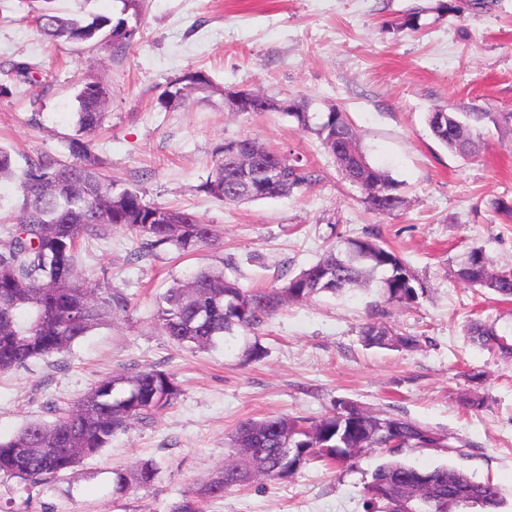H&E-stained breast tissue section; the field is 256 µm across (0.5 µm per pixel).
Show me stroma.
Wrapping results in <instances>:
<instances>
[{
	"label": "stroma",
	"mask_w": 512,
	"mask_h": 512,
	"mask_svg": "<svg viewBox=\"0 0 512 512\" xmlns=\"http://www.w3.org/2000/svg\"><path fill=\"white\" fill-rule=\"evenodd\" d=\"M56 0L70 12L126 20L137 30L125 55L91 44H51L33 17L41 0H0V142L28 158L67 159L76 121L75 88L110 86L95 138L102 171L145 201L196 213L221 248L179 254L165 248L139 262L138 241L123 227L87 246L80 264L93 283L123 289L124 317L101 326L65 355L0 372V437L32 420L52 421V404L71 403L99 379L139 366L176 374L183 393L150 424L138 423L83 465L72 483L29 486L0 479V502L27 512H165L167 504L220 465L228 434L242 419L272 415L318 419L347 399L373 413L401 416L445 439L406 455L420 469L456 466L495 483L512 512V300L454 276L470 251L512 271V218L489 202L512 198V132L489 130L478 155L449 152L425 116L448 105L512 111V0ZM34 69L18 82L14 63ZM189 72L220 88L308 100L312 110L346 112L368 161L402 181L406 204L375 216L363 192L341 175L313 136L277 112H232L220 95L167 109L170 82ZM253 137L291 151L321 180L283 198L225 203L199 189L216 149ZM376 229L425 288L416 303L384 305L383 319L417 337L412 349L365 346L375 320L371 295H320L284 304L254 332L206 349L181 347L154 326L168 288L200 269L242 288L281 287L332 245ZM495 328L509 349L486 347L473 322ZM265 358L248 364L253 344ZM153 459L162 466L149 491L112 492L113 471ZM380 460L349 468L311 463L292 477L259 481L210 501L205 512H367L365 487Z\"/></svg>",
	"instance_id": "1"
}]
</instances>
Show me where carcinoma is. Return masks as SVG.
Returning a JSON list of instances; mask_svg holds the SVG:
<instances>
[{
    "label": "carcinoma",
    "mask_w": 512,
    "mask_h": 512,
    "mask_svg": "<svg viewBox=\"0 0 512 512\" xmlns=\"http://www.w3.org/2000/svg\"><path fill=\"white\" fill-rule=\"evenodd\" d=\"M39 35L50 41L103 45L117 56L135 39L125 20L103 15L75 18L45 5L35 17ZM184 84H171L161 96L166 108L179 107L196 95L208 101L221 93L202 73H190ZM77 129L67 140L70 160L30 158L22 173L16 212L3 224L0 237V371L26 366L34 359L66 353L95 328L127 313L130 298L121 288L91 286L78 263L88 239H104L112 227H125L140 241L138 259L160 248L186 253L218 245L210 225L184 209L146 202L139 192L117 188L101 173L93 136L101 128L111 99L108 86L87 81L77 89ZM299 130L316 137L342 175L365 191L363 203L375 215L402 209V183L369 163L357 132L336 106L327 112H288ZM428 128L452 153H479L485 130L512 131V112L472 108L469 112H430ZM215 152L210 172L199 189L224 202L288 197L320 181V175L297 157L256 141L254 147L279 168L273 187L254 171L242 177L235 160ZM15 152L0 145V180L15 172ZM455 272L469 286L512 298V271L492 272L480 249ZM379 275L378 295L387 303L411 304L423 295L413 270L381 236L367 230L344 241L315 263L290 275L280 288L244 289L224 275L202 270L169 288L154 314L159 332L179 345L205 349L234 335L251 332L271 318L285 301L300 302L336 294ZM365 345L413 348L415 336H404L382 321L361 327ZM182 394L176 375L153 366L105 377L79 400L61 408L51 422L34 421L7 440L0 439V476L45 485L80 475L84 460L100 454L119 434L137 422H150ZM432 432L411 420L373 414L336 400L333 411L312 420L288 415L247 418L228 436L224 464L193 489L183 492L168 512H203V504L248 487L263 477L281 480L304 465L348 464L376 451L382 462L367 485L375 512H451L453 506L500 512L502 495L491 482L478 481L449 465L418 469L403 460L407 453L432 443ZM160 468L141 460L113 472L116 493L148 491Z\"/></svg>",
    "instance_id": "1"
}]
</instances>
